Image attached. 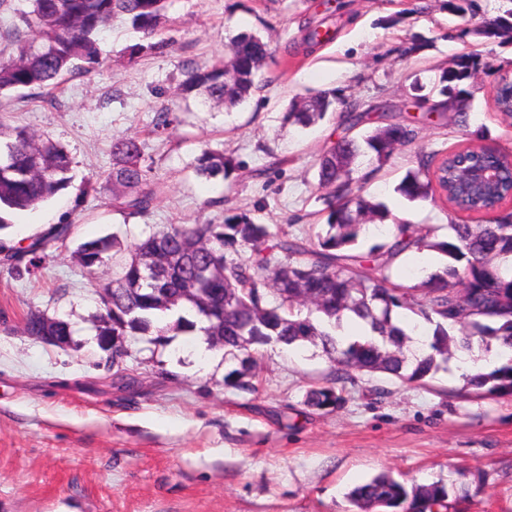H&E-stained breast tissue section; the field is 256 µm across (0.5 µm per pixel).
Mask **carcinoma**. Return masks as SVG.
<instances>
[{
  "instance_id": "1",
  "label": "carcinoma",
  "mask_w": 512,
  "mask_h": 512,
  "mask_svg": "<svg viewBox=\"0 0 512 512\" xmlns=\"http://www.w3.org/2000/svg\"><path fill=\"white\" fill-rule=\"evenodd\" d=\"M168 0H28L12 29L19 56L0 62V92L45 88L63 76L88 72L98 64L96 37L112 17H126L143 34L138 49L161 53L170 19ZM268 43L256 33L231 40L229 63L209 70L184 64L181 94L201 92L228 109L251 98L256 77L268 56ZM334 98L321 92L300 109L284 113L283 123L307 127L322 119ZM362 112L339 114L343 136L318 155L316 178L327 219L302 236L236 214L220 224L173 225L129 242L104 236L81 243L76 259L86 269L112 260V280L101 285L103 312L99 342L107 337L147 336L164 346L165 331L155 326L160 313L186 310L169 325L184 335L204 337L224 349L235 364L224 382L249 388L255 355L268 345L293 346L318 337L336 363L334 384L313 387L305 403L333 412L346 402L345 383L355 374L385 373L402 383L422 384L459 352H473L479 339L484 351L512 350V212H495L474 224L450 222L448 232L429 225L419 230L406 220L390 225L384 239L365 246L368 226L387 218L385 205L364 195L360 157L381 169L394 151L408 143L413 130L400 123L359 133ZM0 231L8 216L47 201L67 188L72 157L59 143L37 139L24 129L3 130L0 123ZM113 206L129 215H145L154 200L152 164L139 142L112 146ZM500 164L499 150L470 143L467 150L433 152L407 171L397 191L410 201L432 199L458 204L480 214L493 208L502 193L476 196L463 189L458 161ZM228 171L224 154L205 150L195 172L207 178ZM72 223L59 222L35 237L32 246L5 251L9 265L33 266L50 246L67 238ZM432 251L441 266L416 283L394 280L397 262ZM354 315L373 336L344 343L337 338L344 320ZM461 391L512 397V358L485 373L462 375ZM478 468H456L448 479L411 486L387 473L372 477L348 494L352 512H448L483 483Z\"/></svg>"
}]
</instances>
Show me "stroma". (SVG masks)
Returning <instances> with one entry per match:
<instances>
[{"instance_id":"1","label":"stroma","mask_w":512,"mask_h":512,"mask_svg":"<svg viewBox=\"0 0 512 512\" xmlns=\"http://www.w3.org/2000/svg\"><path fill=\"white\" fill-rule=\"evenodd\" d=\"M477 2L464 19L448 0H170L166 54L138 52L143 37L120 16L98 41L95 69L0 97V123L51 138L73 159L69 188L11 213L0 242L27 245L64 217L74 226L31 272L0 264V512H349L347 493L379 473L421 484L456 466L481 468L484 481L455 512H512V398L463 394L447 367L423 385L356 376L344 406L326 413L304 402L334 379L320 344L264 347L242 390L224 383L223 350L199 357L197 337L175 332L163 347L125 339L122 366L136 380L126 390L96 336L112 266L92 274L74 256L112 233L133 240L235 212L295 234L324 223L313 164L341 136L338 115L309 128L282 122L292 101L322 91L365 112L364 129H413L364 187L390 218L465 221L397 186L419 156L467 145L479 128L512 151V120L493 108L498 76L512 74V42L483 32L505 0ZM314 28L325 38L309 41ZM242 32L271 48L247 102L228 110L178 93L185 63L213 66ZM462 56L482 64L463 84L472 104L463 126L431 116L411 89L416 79L435 86ZM164 109L172 122L159 135ZM131 137L156 186L149 212L135 217L113 209L110 179L112 145ZM205 149L231 159L225 178L196 174ZM32 312L70 322L72 343L28 336Z\"/></svg>"}]
</instances>
